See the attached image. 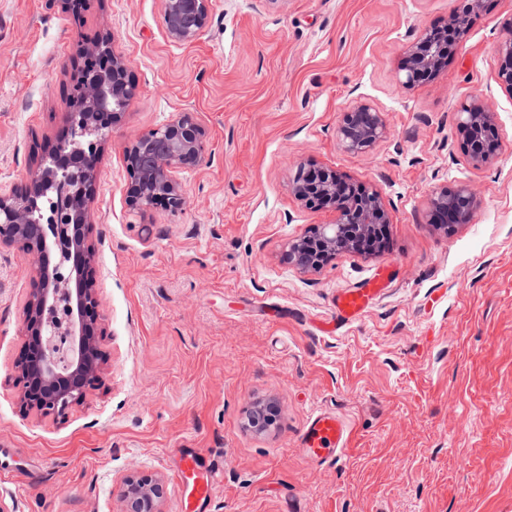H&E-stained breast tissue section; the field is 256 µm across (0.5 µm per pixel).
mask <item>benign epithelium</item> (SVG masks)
<instances>
[{"mask_svg":"<svg viewBox=\"0 0 512 512\" xmlns=\"http://www.w3.org/2000/svg\"><path fill=\"white\" fill-rule=\"evenodd\" d=\"M168 38L192 43L205 31L210 0H161ZM481 0H470L454 12L444 30H425L408 47L404 84L416 83L423 73L437 71L455 55L467 35ZM498 85L512 94V36L497 48ZM74 78L73 110L67 133L39 171L26 194H0V248H13L32 257L37 277L30 289L22 319L23 355L16 365L20 409L67 421L71 410L103 382L105 354L98 334L101 316L94 285V255L87 245L90 224L87 190L96 177L98 145L122 118L124 105L136 89L127 79L123 57L106 36L82 52ZM497 112L486 99H467L457 112V129L467 142L466 161L474 168L496 155L493 141ZM338 139L351 154H365L386 138L383 113L359 102L343 112ZM207 131L193 112H179L167 124L137 137L124 149L130 172L127 203L133 210L162 205L177 213L185 197L176 173L197 167L203 159ZM319 179H314L316 173ZM298 164L291 180L294 198L304 205L334 204L336 221L294 239L288 263L307 272L340 254L357 252L390 223L381 194L369 187L347 190L332 168L320 171ZM479 207L477 194L467 186H443L428 200V221L445 233L471 222ZM162 487L148 479H130L120 512H161Z\"/></svg>","mask_w":512,"mask_h":512,"instance_id":"obj_1","label":"benign epithelium"}]
</instances>
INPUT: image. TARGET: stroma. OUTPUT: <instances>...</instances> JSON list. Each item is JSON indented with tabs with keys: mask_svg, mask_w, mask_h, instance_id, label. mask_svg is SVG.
<instances>
[{
	"mask_svg": "<svg viewBox=\"0 0 512 512\" xmlns=\"http://www.w3.org/2000/svg\"><path fill=\"white\" fill-rule=\"evenodd\" d=\"M457 0H212L193 44L166 34L161 0H0V192L24 189L66 127L80 49L111 35L137 87L99 150L93 196L103 383L67 423L22 413L13 384L31 258L0 249V512H119L125 480L152 476L179 512L174 448L221 472L209 512H512V96L495 80L512 0H483L456 55L408 87L406 48ZM491 99L502 146L467 164L460 103ZM383 113L368 154L341 147L342 112ZM192 112L199 166L178 172L186 205L130 209L125 146ZM376 188L385 251L318 271L290 241L334 221L291 193L297 162ZM480 206L446 234L427 222L443 185ZM375 282L365 313L336 324V299ZM273 405L259 433L254 407ZM330 410L349 423L341 459L295 441Z\"/></svg>",
	"mask_w": 512,
	"mask_h": 512,
	"instance_id": "35a3bbf8",
	"label": "stroma"
}]
</instances>
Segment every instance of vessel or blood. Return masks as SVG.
<instances>
[{
  "instance_id": "b4317fda",
  "label": "vessel or blood",
  "mask_w": 512,
  "mask_h": 512,
  "mask_svg": "<svg viewBox=\"0 0 512 512\" xmlns=\"http://www.w3.org/2000/svg\"><path fill=\"white\" fill-rule=\"evenodd\" d=\"M375 294L371 288L345 292L336 307L337 325L359 318ZM349 436L346 420L333 411H317L307 419L298 436V446L312 462L324 464L340 458ZM177 459L180 512H206L218 480L214 464L203 450L178 448Z\"/></svg>"
}]
</instances>
